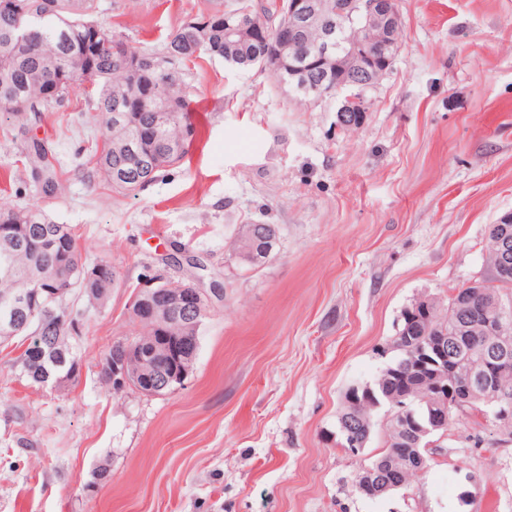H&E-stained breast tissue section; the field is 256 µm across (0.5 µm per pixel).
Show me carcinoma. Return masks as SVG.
Listing matches in <instances>:
<instances>
[{"label":"carcinoma","mask_w":512,"mask_h":512,"mask_svg":"<svg viewBox=\"0 0 512 512\" xmlns=\"http://www.w3.org/2000/svg\"><path fill=\"white\" fill-rule=\"evenodd\" d=\"M97 9L98 0H7L0 9V112L21 118L39 114L61 105L75 89L90 87L85 103L104 129L103 145L94 149L89 159L91 176L119 193L146 187L178 167L185 157L194 135L183 81L187 64L206 56L217 57L236 69L266 71L278 85L288 81L291 74L298 81L316 78L315 58H307L305 53L320 41L319 27L304 31L288 53L287 63H281L276 55L272 35L288 21L286 0H232L199 20L183 23L159 51L128 45L113 27L95 20ZM226 10L235 13L229 23L246 21L244 34L225 30ZM403 32L404 19L399 14L393 26L396 44L382 48L376 61L398 55ZM21 156L24 183L36 195L53 198L62 192V159L53 143L29 137ZM51 223L53 220L37 206L0 205V226L9 225V230L0 234V318L13 307L12 300L26 292L29 280L44 273L46 265L60 267L58 278L49 284L53 292L24 307L26 323L18 332L23 340L44 337L56 355L44 356L29 345L18 366L20 374L35 384L46 386L60 379L64 388L77 382L82 370L73 328L82 324L86 312L108 302L119 281L94 276L96 265L110 266L112 262L105 257L86 262L67 224L57 225L52 249L42 248L37 230ZM478 283L485 313L507 309L503 324L512 338V273L503 276L490 261ZM160 286L164 290L162 307L171 317L185 282L165 279ZM467 298V288L461 287L448 297L451 307L446 311L438 309L427 318L414 311L401 318L386 367L371 383L382 399L395 393L411 395L405 408L388 406L387 429L400 425L410 413L423 423L454 399L450 391L433 390L431 377L414 370L416 352L426 337L438 332L460 340L456 365L461 373L481 360V325H464L453 309ZM131 314L139 325L134 337L145 344L154 334L153 324L166 322L163 316L153 324L146 321L134 304ZM358 440V434L336 426V445L347 453L354 454ZM427 444L426 439L416 441L409 430L401 441H387L384 450L356 473L353 487H359L367 469L382 468L392 455L397 480L407 486L427 468L429 455L425 453L420 459L398 449H422Z\"/></svg>","instance_id":"carcinoma-1"}]
</instances>
